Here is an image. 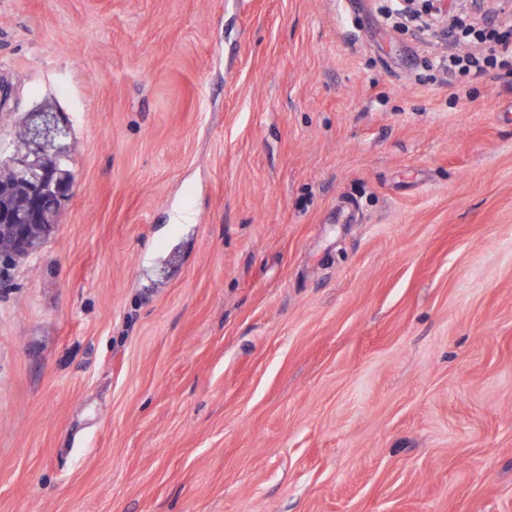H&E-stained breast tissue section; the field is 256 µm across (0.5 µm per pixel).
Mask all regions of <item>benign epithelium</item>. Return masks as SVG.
Masks as SVG:
<instances>
[{"label": "benign epithelium", "mask_w": 512, "mask_h": 512, "mask_svg": "<svg viewBox=\"0 0 512 512\" xmlns=\"http://www.w3.org/2000/svg\"><path fill=\"white\" fill-rule=\"evenodd\" d=\"M411 11L430 17L442 12L448 0H400ZM24 121L29 127V154L11 156L5 160L17 173L29 197L25 216L14 215L6 206L0 207V223L13 226L20 250L28 248L26 225L42 222L49 211L58 210L71 195L72 184L58 181L52 149L59 138L69 132L63 113L51 107H40L26 113Z\"/></svg>", "instance_id": "1"}]
</instances>
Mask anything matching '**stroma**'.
<instances>
[{"mask_svg":"<svg viewBox=\"0 0 512 512\" xmlns=\"http://www.w3.org/2000/svg\"><path fill=\"white\" fill-rule=\"evenodd\" d=\"M386 0H0L75 185L0 280V512H512V69ZM490 28V27H486ZM478 43L483 45L479 52L449 53L448 58L439 65L448 71V75L462 73L472 80H490L497 76V68L504 62V52L509 51V42L495 29L490 28L475 32ZM501 47V50H500Z\"/></svg>","mask_w":512,"mask_h":512,"instance_id":"stroma-1","label":"stroma"}]
</instances>
